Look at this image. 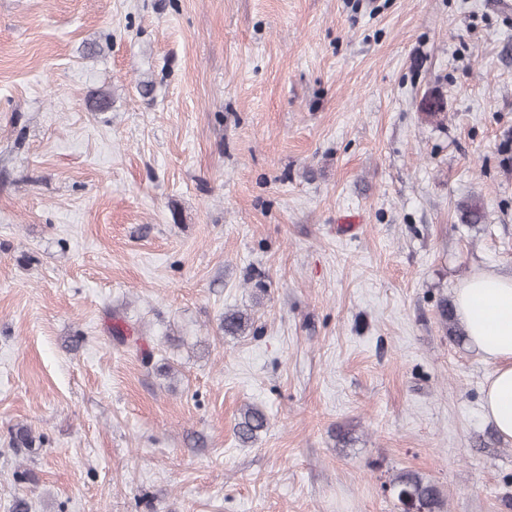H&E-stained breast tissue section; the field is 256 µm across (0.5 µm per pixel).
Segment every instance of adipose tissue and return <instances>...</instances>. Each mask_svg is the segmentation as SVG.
Segmentation results:
<instances>
[{"label": "adipose tissue", "instance_id": "obj_1", "mask_svg": "<svg viewBox=\"0 0 512 512\" xmlns=\"http://www.w3.org/2000/svg\"><path fill=\"white\" fill-rule=\"evenodd\" d=\"M456 311L473 346L494 362L483 409L498 434L512 439V276L481 271L456 293Z\"/></svg>", "mask_w": 512, "mask_h": 512}]
</instances>
